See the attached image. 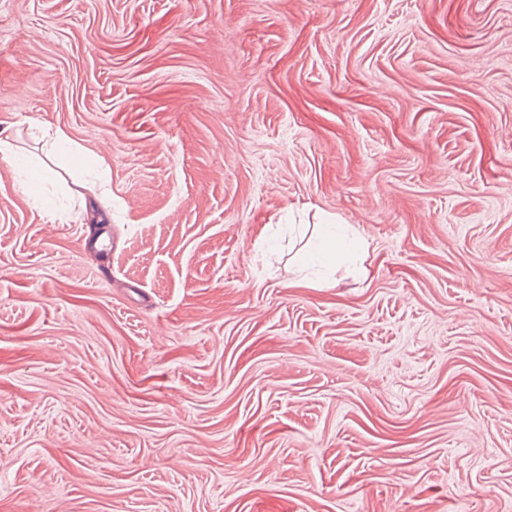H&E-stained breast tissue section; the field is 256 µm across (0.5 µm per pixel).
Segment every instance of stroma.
Returning <instances> with one entry per match:
<instances>
[{
  "label": "stroma",
  "mask_w": 512,
  "mask_h": 512,
  "mask_svg": "<svg viewBox=\"0 0 512 512\" xmlns=\"http://www.w3.org/2000/svg\"><path fill=\"white\" fill-rule=\"evenodd\" d=\"M0 140V512H512V0H0ZM12 165L20 172L27 173L26 178L20 181L25 192L35 195L39 183L48 179V170L38 163L12 156Z\"/></svg>",
  "instance_id": "1"
}]
</instances>
